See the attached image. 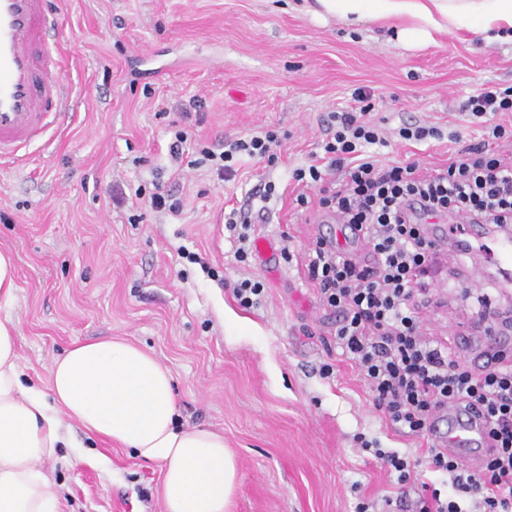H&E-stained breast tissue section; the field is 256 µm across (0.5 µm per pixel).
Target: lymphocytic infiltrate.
<instances>
[{
  "label": "lymphocytic infiltrate",
  "mask_w": 512,
  "mask_h": 512,
  "mask_svg": "<svg viewBox=\"0 0 512 512\" xmlns=\"http://www.w3.org/2000/svg\"><path fill=\"white\" fill-rule=\"evenodd\" d=\"M356 110L333 112L322 143L325 166L295 169L304 193L320 194L318 205L346 227L363 230L367 255H353L339 242L319 237L307 252V273L320 303L336 316L335 338L363 382L373 406L403 435L425 439L440 408L460 403L479 410L486 423L488 450L470 467L447 449L427 448L432 471L448 477L449 494L422 484L416 512H512V364L474 373L451 344L428 336L418 316L419 299L440 268L443 253L405 211L420 201L429 216L465 214L485 224H512V161L487 145H468L445 166L422 171L418 164L381 165L363 157L380 143L367 118L370 94ZM463 109L477 119L512 112V86L494 85L470 95ZM277 134L260 130L245 138L200 146L203 162L218 177L231 179L242 159L271 164ZM275 183L256 191L260 207L245 203L229 212L225 226L238 261L251 255L254 224L265 220Z\"/></svg>",
  "instance_id": "f902f5d3"
}]
</instances>
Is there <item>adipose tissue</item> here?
Listing matches in <instances>:
<instances>
[{"label":"adipose tissue","mask_w":512,"mask_h":512,"mask_svg":"<svg viewBox=\"0 0 512 512\" xmlns=\"http://www.w3.org/2000/svg\"><path fill=\"white\" fill-rule=\"evenodd\" d=\"M303 10L346 26L380 22L417 50L440 34L512 42V0H304ZM14 262L0 252V512H62L44 461L72 447L68 422L160 464L165 512H229L238 484L222 434L176 421L173 376L151 353L121 339L78 342L55 358L47 384L25 382L16 325Z\"/></svg>","instance_id":"adipose-tissue-1"}]
</instances>
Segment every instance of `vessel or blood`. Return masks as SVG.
Listing matches in <instances>:
<instances>
[{"label": "vessel or blood", "mask_w": 512, "mask_h": 512, "mask_svg": "<svg viewBox=\"0 0 512 512\" xmlns=\"http://www.w3.org/2000/svg\"><path fill=\"white\" fill-rule=\"evenodd\" d=\"M58 24L50 0H0V161L15 162L33 144L51 118L65 108L62 86L52 72L57 60L50 41ZM435 247L480 250L498 274L512 278V237L485 224L462 221L450 227L447 217L418 215ZM512 357V335L486 336L470 362L475 368L495 366ZM430 436L437 447L478 462L485 445L481 417L459 404L439 410Z\"/></svg>", "instance_id": "vessel-or-blood-1"}]
</instances>
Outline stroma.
Returning <instances> with one entry per match:
<instances>
[{"mask_svg": "<svg viewBox=\"0 0 512 512\" xmlns=\"http://www.w3.org/2000/svg\"><path fill=\"white\" fill-rule=\"evenodd\" d=\"M300 0H51L60 17V76L66 100L24 161L0 164V250L16 268L18 352L30 379H48L71 343L112 337L153 354L175 380L178 423L224 436L239 485L230 512H356L390 499L387 512H412L416 487H399L374 451L417 461L423 481L442 489L418 441L376 410L334 341L336 317L319 304L304 257L315 237L335 238L316 193L301 207L294 169L311 164L327 116L371 92L370 119L385 144L364 153L381 164L443 166L459 146L485 141L461 105L475 90L512 86V44L464 35L406 51L374 25L321 23ZM161 77H154V70ZM203 102L182 160L169 153V125L182 103ZM440 126L445 139L404 142L407 119ZM276 131L274 166L246 162L223 181L193 166L197 141ZM459 141H450V133ZM279 194L257 236L288 248L289 259L239 263L224 216L260 184ZM179 184L180 216L161 215L135 196L155 183ZM126 202L114 206L112 185ZM198 254V262L181 251ZM221 278L209 276V269ZM263 281L259 306L246 309L232 288ZM485 289L498 280L470 253L463 275L432 291L421 312L433 336L480 341L463 299L466 278ZM329 363L332 375L320 367ZM75 440L107 458L99 468L69 458L45 461L62 492L63 512H163L161 468L85 436Z\"/></svg>", "mask_w": 512, "mask_h": 512, "instance_id": "obj_1", "label": "stroma"}]
</instances>
